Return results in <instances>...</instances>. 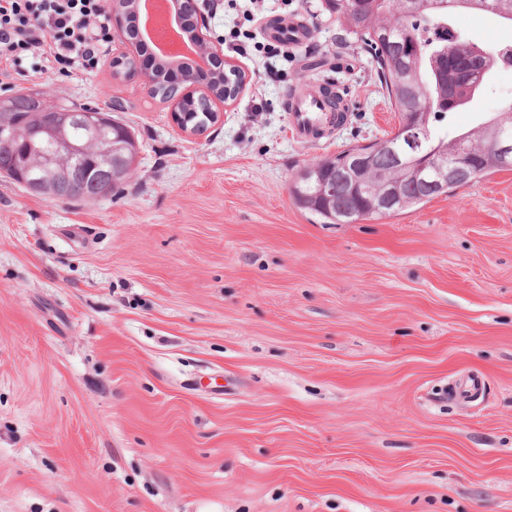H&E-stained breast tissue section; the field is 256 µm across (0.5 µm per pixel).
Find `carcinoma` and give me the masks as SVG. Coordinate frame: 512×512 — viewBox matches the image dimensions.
Instances as JSON below:
<instances>
[{
  "label": "carcinoma",
  "mask_w": 512,
  "mask_h": 512,
  "mask_svg": "<svg viewBox=\"0 0 512 512\" xmlns=\"http://www.w3.org/2000/svg\"><path fill=\"white\" fill-rule=\"evenodd\" d=\"M401 0H323L324 11L336 18L345 28L353 43L366 51L378 76L381 87L385 90L388 100L397 112L407 111L402 99V91L410 88L423 107L422 112H429L428 129L434 130L448 120V88L456 85L460 78V70L454 65L448 70L435 72L430 65L433 54L444 51L455 41L468 45L481 60L492 61L488 71L507 65L512 68V52L507 62L497 61L501 49L484 48L471 42L463 32L451 23L450 17L455 10H486L512 22V0H445L447 7L426 9L409 18L401 14ZM5 119L17 126L26 136L35 137L38 144L45 149L56 146L51 136L54 114L57 112H102L107 119H112L109 112L100 107L50 105L39 92H19L0 100ZM211 111V100L194 97L182 100V112L187 115L188 124L206 120L204 113ZM110 143L96 146L98 154L95 160H87L78 165L66 167L65 179L68 193L65 200L90 201L98 197H106L118 190L125 177L119 176L101 187L98 174L102 171L112 172V159L106 153ZM27 149L25 139L13 145L0 147V175L17 184L22 181L15 174L17 161ZM502 169V160L495 154H488L476 162L464 184L475 182L486 173ZM399 200L395 207L387 212L372 211L367 207L360 210L362 217L379 218L392 215L424 203L419 195L418 183L409 176L400 179ZM313 184L298 175L294 183L292 195L303 208L326 219L330 224H342L344 213L354 209L349 200L340 196L336 207L321 208L310 197Z\"/></svg>",
  "instance_id": "obj_1"
}]
</instances>
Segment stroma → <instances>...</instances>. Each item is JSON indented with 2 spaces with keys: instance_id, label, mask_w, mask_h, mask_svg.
<instances>
[{
  "instance_id": "obj_1",
  "label": "stroma",
  "mask_w": 512,
  "mask_h": 512,
  "mask_svg": "<svg viewBox=\"0 0 512 512\" xmlns=\"http://www.w3.org/2000/svg\"><path fill=\"white\" fill-rule=\"evenodd\" d=\"M288 13L308 41L229 54L247 87L199 137L108 61L26 82L115 108L140 152L92 201L0 177V512H512V169L354 224L301 208L304 165L399 116L321 0ZM455 22L512 44L494 14ZM329 79L350 121L302 142L285 95ZM508 98L492 72L437 136Z\"/></svg>"
}]
</instances>
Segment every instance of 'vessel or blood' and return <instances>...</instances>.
<instances>
[{
    "label": "vessel or blood",
    "mask_w": 512,
    "mask_h": 512,
    "mask_svg": "<svg viewBox=\"0 0 512 512\" xmlns=\"http://www.w3.org/2000/svg\"><path fill=\"white\" fill-rule=\"evenodd\" d=\"M263 35L272 41L298 46L305 42L308 26L298 19L283 21L281 28L263 27ZM287 110L293 131L304 142H315L324 129L346 122L351 110L349 97L343 86L311 85L287 95Z\"/></svg>",
    "instance_id": "b4317fda"
}]
</instances>
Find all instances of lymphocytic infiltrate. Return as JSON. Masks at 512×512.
Segmentation results:
<instances>
[{
  "mask_svg": "<svg viewBox=\"0 0 512 512\" xmlns=\"http://www.w3.org/2000/svg\"><path fill=\"white\" fill-rule=\"evenodd\" d=\"M242 15L229 32L233 51L279 56V45L257 39L266 17L262 0H248ZM111 41L107 0H0V91L45 72L64 79L92 71Z\"/></svg>",
  "mask_w": 512,
  "mask_h": 512,
  "instance_id": "f902f5d3",
  "label": "lymphocytic infiltrate"
}]
</instances>
